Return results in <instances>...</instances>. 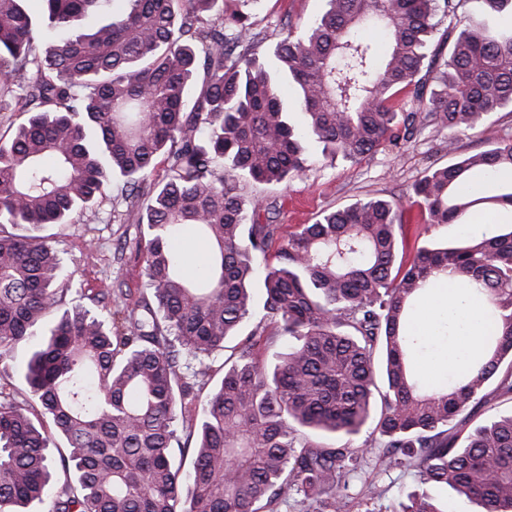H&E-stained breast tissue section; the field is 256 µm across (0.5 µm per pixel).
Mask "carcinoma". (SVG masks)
<instances>
[{"mask_svg": "<svg viewBox=\"0 0 512 512\" xmlns=\"http://www.w3.org/2000/svg\"><path fill=\"white\" fill-rule=\"evenodd\" d=\"M26 0H0V111L29 113L0 139V358L63 308L24 373L69 448L74 476L50 491V438L0 384V512H280L299 495L312 512H345L372 448L419 485L512 512V410L474 421L488 388L512 400V224L492 236L400 254L401 209L382 199L326 210L283 236L260 222L275 205L247 201L240 182L281 183L309 150L360 163L433 125L448 145L512 106V0H324L306 26L259 52L255 0H43L70 29L116 2L119 13L38 50ZM448 17L432 44L437 11ZM372 27L388 52L357 37ZM294 102L282 98V85ZM410 91L412 108L398 103ZM164 178L153 180L158 166ZM498 178L474 192L475 176ZM512 140L415 182L431 224L512 205ZM123 181L118 221L147 226L148 295L94 314L56 287L61 259L42 230L70 224ZM192 225L209 253L189 276L173 248ZM275 252H270L273 244ZM264 264V315L250 285ZM482 298L491 336L465 373L426 386L407 327L433 279ZM291 339L274 367L266 331ZM238 341L226 346L229 338ZM224 355L208 395L188 381ZM202 411L189 470L173 448L178 421ZM378 435L355 448L364 428ZM188 486V502L181 488ZM398 512H446L411 492Z\"/></svg>", "mask_w": 512, "mask_h": 512, "instance_id": "carcinoma-1", "label": "carcinoma"}]
</instances>
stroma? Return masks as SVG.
<instances>
[{
  "label": "stroma",
  "mask_w": 512,
  "mask_h": 512,
  "mask_svg": "<svg viewBox=\"0 0 512 512\" xmlns=\"http://www.w3.org/2000/svg\"><path fill=\"white\" fill-rule=\"evenodd\" d=\"M323 0H259L252 10V30L267 42L285 35L287 25H305L318 15ZM512 140V112L497 114L489 135L468 133L449 141L447 131L429 126L417 132L400 149H382L360 163L314 157L307 170L293 181L281 184L249 183V196L276 202V222L283 232L310 224L324 210L337 209L365 198H383L400 205L407 223L403 247L413 255L420 245H443L462 240L468 231L459 224L424 223L413 195V185L424 171L443 167L489 146L490 140ZM46 236L61 257L69 285L82 289L83 302L91 308L131 304L145 294L143 251L146 229L112 219V202L103 200L75 223L47 227ZM35 346L23 343L0 359V381L14 389L18 400L30 407L38 402L23 374ZM413 477L385 468L377 455L352 483L356 512H396L400 501L414 490Z\"/></svg>",
  "instance_id": "obj_1"
}]
</instances>
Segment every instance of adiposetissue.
Instances as JSON below:
<instances>
[{
	"label": "adipose tissue",
	"instance_id": "ef3b65f1",
	"mask_svg": "<svg viewBox=\"0 0 512 512\" xmlns=\"http://www.w3.org/2000/svg\"><path fill=\"white\" fill-rule=\"evenodd\" d=\"M446 328L447 340L441 350L425 361L423 372L435 383L455 378L477 357L490 326L483 315V303L459 288L455 280L441 278L427 293L413 320L417 336L434 335Z\"/></svg>",
	"mask_w": 512,
	"mask_h": 512
}]
</instances>
